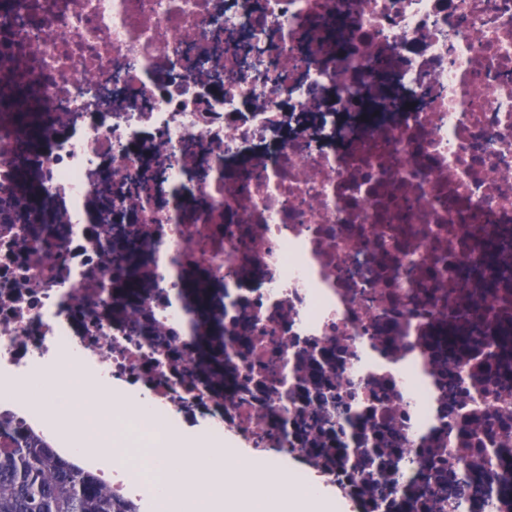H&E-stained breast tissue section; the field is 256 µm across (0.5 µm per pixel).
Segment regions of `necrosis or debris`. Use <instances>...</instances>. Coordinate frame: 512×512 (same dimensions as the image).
Returning a JSON list of instances; mask_svg holds the SVG:
<instances>
[{"label": "necrosis or debris", "instance_id": "1", "mask_svg": "<svg viewBox=\"0 0 512 512\" xmlns=\"http://www.w3.org/2000/svg\"><path fill=\"white\" fill-rule=\"evenodd\" d=\"M29 176L57 230L0 224V372L72 355L354 512H512V0H0Z\"/></svg>", "mask_w": 512, "mask_h": 512}]
</instances>
